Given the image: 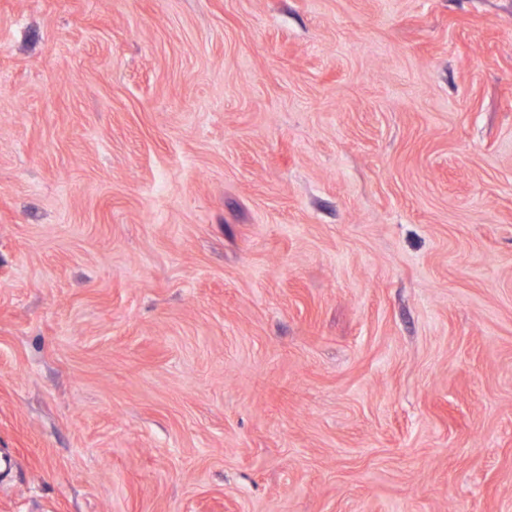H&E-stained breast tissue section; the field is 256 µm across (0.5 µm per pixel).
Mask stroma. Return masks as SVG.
<instances>
[{
  "label": "stroma",
  "mask_w": 512,
  "mask_h": 512,
  "mask_svg": "<svg viewBox=\"0 0 512 512\" xmlns=\"http://www.w3.org/2000/svg\"><path fill=\"white\" fill-rule=\"evenodd\" d=\"M0 512H512V0H0Z\"/></svg>",
  "instance_id": "stroma-1"
}]
</instances>
